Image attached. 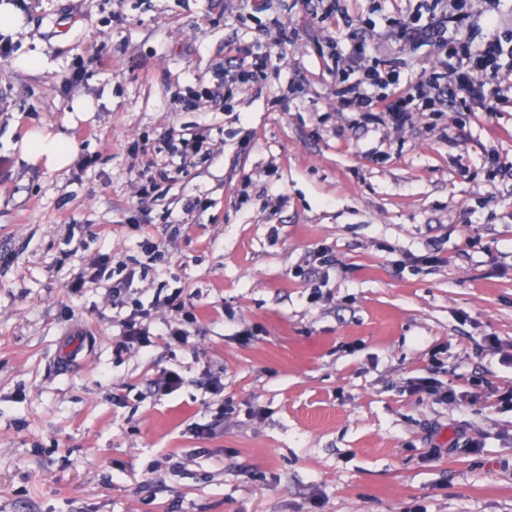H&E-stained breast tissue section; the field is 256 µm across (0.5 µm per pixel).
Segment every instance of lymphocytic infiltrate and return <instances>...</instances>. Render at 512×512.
<instances>
[{"mask_svg":"<svg viewBox=\"0 0 512 512\" xmlns=\"http://www.w3.org/2000/svg\"><path fill=\"white\" fill-rule=\"evenodd\" d=\"M470 0H417L408 15L386 18L390 40L411 47L431 45L436 49L432 72L406 85L399 67L390 59L373 54L365 39L348 34L345 50L333 53L332 72L336 77V97L342 108L359 112L367 122L405 128L419 112L446 105L454 98L465 111L486 108L489 81H498L512 91V41L492 33L479 43L463 34L461 23L468 15ZM165 159L151 162L137 176L140 196L152 195L162 184L194 166L205 137L177 125L162 135ZM166 306L172 321L164 330L152 327V311ZM134 300L127 316L120 319L121 343L126 350L148 352L157 343H187V327L197 317L179 295L165 297L163 303Z\"/></svg>","mask_w":512,"mask_h":512,"instance_id":"1","label":"lymphocytic infiltrate"}]
</instances>
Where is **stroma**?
<instances>
[{"instance_id": "obj_1", "label": "stroma", "mask_w": 512, "mask_h": 512, "mask_svg": "<svg viewBox=\"0 0 512 512\" xmlns=\"http://www.w3.org/2000/svg\"><path fill=\"white\" fill-rule=\"evenodd\" d=\"M315 9L20 7L0 64V512H512V410L492 394L512 388V177L486 162L491 150L512 163V92L399 132L353 124L323 51L342 20ZM272 16L297 38L275 43L261 28ZM243 47L270 53L264 77L182 110L174 91L236 70ZM381 51L406 82L435 57ZM95 55L105 67L63 87ZM29 56L42 68H22ZM79 97L95 110L73 124ZM174 123L208 129L212 153L146 199L156 224L133 230L134 175ZM44 126L73 141L67 168L14 150ZM173 234L176 249L150 260L144 238ZM98 256L145 268L125 302L178 291L193 303L188 345L120 350L111 281L67 288ZM165 371L183 379L169 395L151 387ZM428 373L477 395L410 393ZM219 412L213 435L194 434Z\"/></svg>"}]
</instances>
